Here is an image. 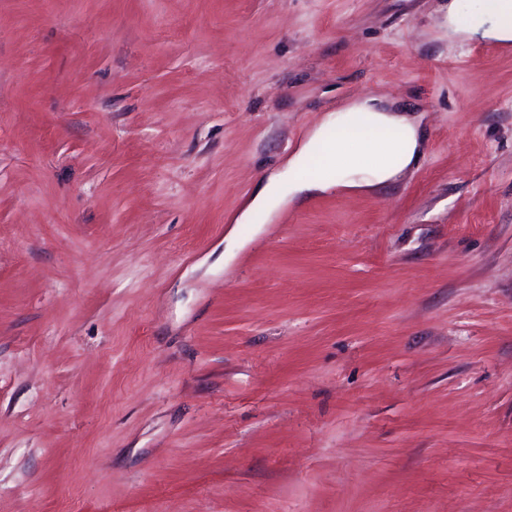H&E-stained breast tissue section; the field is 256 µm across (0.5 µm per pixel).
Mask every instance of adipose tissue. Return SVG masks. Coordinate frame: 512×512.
Returning <instances> with one entry per match:
<instances>
[{"mask_svg":"<svg viewBox=\"0 0 512 512\" xmlns=\"http://www.w3.org/2000/svg\"><path fill=\"white\" fill-rule=\"evenodd\" d=\"M477 3L469 23L461 26L457 0H450V30L512 40V0ZM350 110L356 120L349 125L337 115L325 116L284 171L258 187L251 211L269 215L295 199L333 187L373 188L396 180L418 161L422 138L416 119L374 98L359 100Z\"/></svg>","mask_w":512,"mask_h":512,"instance_id":"1","label":"adipose tissue"}]
</instances>
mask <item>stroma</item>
I'll use <instances>...</instances> for the list:
<instances>
[{
  "label": "stroma",
  "mask_w": 512,
  "mask_h": 512,
  "mask_svg": "<svg viewBox=\"0 0 512 512\" xmlns=\"http://www.w3.org/2000/svg\"><path fill=\"white\" fill-rule=\"evenodd\" d=\"M447 9L0 0V512H512V53ZM367 96L418 164L242 222Z\"/></svg>",
  "instance_id": "35a3bbf8"
}]
</instances>
